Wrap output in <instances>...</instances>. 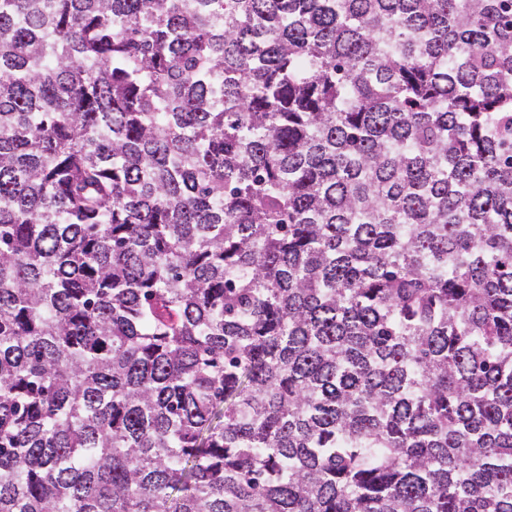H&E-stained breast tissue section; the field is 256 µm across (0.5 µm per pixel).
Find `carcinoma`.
<instances>
[{"mask_svg":"<svg viewBox=\"0 0 512 512\" xmlns=\"http://www.w3.org/2000/svg\"><path fill=\"white\" fill-rule=\"evenodd\" d=\"M0 512H512V0H0Z\"/></svg>","mask_w":512,"mask_h":512,"instance_id":"cac0c4a2","label":"carcinoma"}]
</instances>
